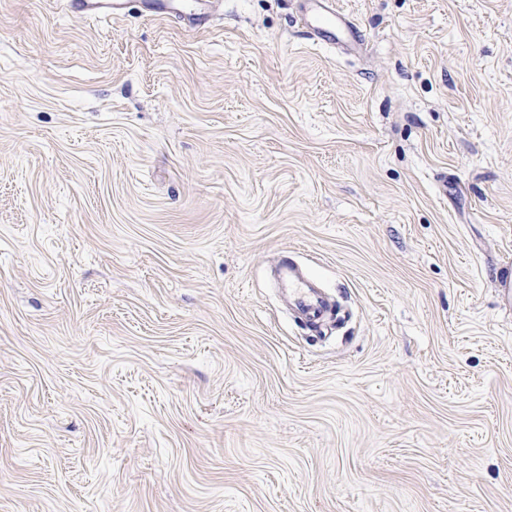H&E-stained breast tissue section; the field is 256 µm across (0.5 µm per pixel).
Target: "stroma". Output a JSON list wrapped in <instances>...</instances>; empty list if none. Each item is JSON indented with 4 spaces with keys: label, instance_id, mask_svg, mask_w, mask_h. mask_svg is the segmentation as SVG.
Segmentation results:
<instances>
[{
    "label": "stroma",
    "instance_id": "1",
    "mask_svg": "<svg viewBox=\"0 0 512 512\" xmlns=\"http://www.w3.org/2000/svg\"><path fill=\"white\" fill-rule=\"evenodd\" d=\"M339 3L0 0V512H512V0ZM69 8L81 16L93 18L102 14H119L128 8L129 0H69ZM146 7L155 14H174L181 15L182 19L197 25H208L211 15L205 4L201 0H196L188 11H177L175 0H144ZM311 6L318 26L314 30L318 40L327 44L340 43L345 47H357L362 44V36L347 14L337 6L334 0H304ZM337 31V34H336ZM284 288H288L289 301L310 322L319 324L324 318L329 303L316 288L308 286L305 274L292 263H285L280 269Z\"/></svg>",
    "mask_w": 512,
    "mask_h": 512
}]
</instances>
